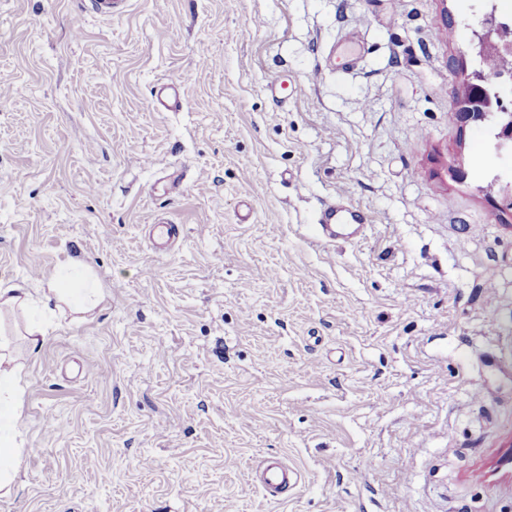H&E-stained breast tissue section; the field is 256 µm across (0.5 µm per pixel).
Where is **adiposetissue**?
Returning <instances> with one entry per match:
<instances>
[{"label":"adipose tissue","instance_id":"obj_1","mask_svg":"<svg viewBox=\"0 0 512 512\" xmlns=\"http://www.w3.org/2000/svg\"><path fill=\"white\" fill-rule=\"evenodd\" d=\"M103 298V289L89 267L69 259L45 281L40 299H33L19 288H1L0 310H24L37 302L47 308L50 317L68 314L77 317L93 311ZM21 381V366L6 343L0 340V433L8 431L19 417Z\"/></svg>","mask_w":512,"mask_h":512}]
</instances>
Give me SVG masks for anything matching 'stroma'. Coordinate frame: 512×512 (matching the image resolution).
Here are the masks:
<instances>
[{
  "label": "stroma",
  "mask_w": 512,
  "mask_h": 512,
  "mask_svg": "<svg viewBox=\"0 0 512 512\" xmlns=\"http://www.w3.org/2000/svg\"><path fill=\"white\" fill-rule=\"evenodd\" d=\"M485 6L0 0V286L104 290L36 352L0 322V512H512V153L453 113ZM339 193L360 241L318 235ZM41 290L38 303L52 318L68 313L77 319V316L93 311L104 298L103 288L89 267L75 259L64 261ZM52 300L55 301L54 308L49 306ZM22 367L17 364L6 343L0 337V496L10 492L12 466L15 458L7 447L9 441L2 432L18 420V404L22 391ZM301 481V473L280 458L268 460L256 475V485L264 497L272 501L280 500L288 488Z\"/></svg>",
  "instance_id": "35a3bbf8"
}]
</instances>
